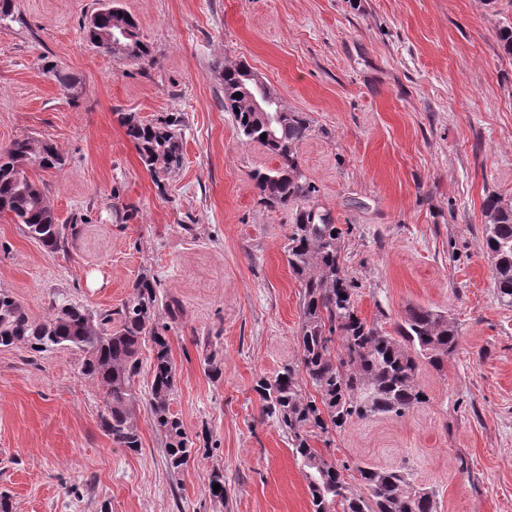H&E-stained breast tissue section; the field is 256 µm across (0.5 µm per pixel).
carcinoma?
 Instances as JSON below:
<instances>
[{"instance_id":"1","label":"carcinoma","mask_w":512,"mask_h":512,"mask_svg":"<svg viewBox=\"0 0 512 512\" xmlns=\"http://www.w3.org/2000/svg\"><path fill=\"white\" fill-rule=\"evenodd\" d=\"M119 23L127 32L122 40L124 56L149 59L151 51L140 39L137 21L119 8H103L94 14L86 38L113 54L106 35ZM241 68L240 64L224 68V111L232 113L240 136L262 144L278 161L276 168L258 171L252 180L261 201L296 206L286 253L302 288L300 362L287 363L273 377L257 381L254 390L263 402V412L288 433L293 454L304 468L313 512H332L337 505L341 512H437L436 493L413 487L404 468H361L367 496L348 495L340 471L310 447L308 433L315 428L326 433L353 418L404 416L424 398L417 383L419 362L425 359L442 369L458 346L457 329L445 316L421 306L407 308L393 336L380 334L358 317L354 288L340 266L339 229L328 211L310 205L316 188L302 181L299 170V148L309 125L280 101L282 119L274 134H269L237 97ZM42 71L56 75L63 89L78 92L79 81L54 62H43ZM118 121L153 177L158 179L182 165L181 142L172 131L178 119L150 123L120 113ZM60 165L56 149L40 140H15L0 150V215H11L30 238L52 251L65 244L66 225L56 223L45 184L34 181L28 170L48 171ZM483 212L488 223L483 232L486 250L507 257L505 264L494 269L497 297L512 306V205L489 194ZM157 304L156 281L143 277L135 283L132 296L113 310L92 314L78 305L61 304L37 321L20 300L0 289V347L24 343L40 353L57 347L79 353L82 374L104 390L102 429L112 443L136 452L141 440L132 414L138 401L135 381L142 367V344L151 342L149 410L165 439L166 463L178 470L197 449L180 418L170 411L176 373L166 327L154 322ZM303 381L312 385L318 398H305ZM367 387L376 391L368 405L358 398Z\"/></svg>"}]
</instances>
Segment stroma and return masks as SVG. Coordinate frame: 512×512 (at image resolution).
<instances>
[{"label": "stroma", "mask_w": 512, "mask_h": 512, "mask_svg": "<svg viewBox=\"0 0 512 512\" xmlns=\"http://www.w3.org/2000/svg\"><path fill=\"white\" fill-rule=\"evenodd\" d=\"M103 0H12L0 18V148H57L43 181L56 220L77 227L52 252L0 215V289L33 319L70 302L115 308L159 284L176 368L173 414L197 448L167 467L136 379L142 447L101 426L102 390L75 351L0 348V492L12 512H311L287 434L254 386L300 357L301 294L288 266L294 208L260 203L251 175L275 168L224 110L225 66L247 63L309 134L300 172L341 230V265L368 326L393 334L408 307L458 334L443 370L420 362L422 403L354 418L309 444L342 469L407 468L438 512H512V306L482 245L483 201L512 203V58L498 48L512 0H117L148 61L94 48L83 26ZM78 78L48 80L42 59ZM180 121L183 163L154 179L118 113ZM177 303V315L167 306ZM224 472V499L208 488Z\"/></svg>", "instance_id": "obj_1"}]
</instances>
